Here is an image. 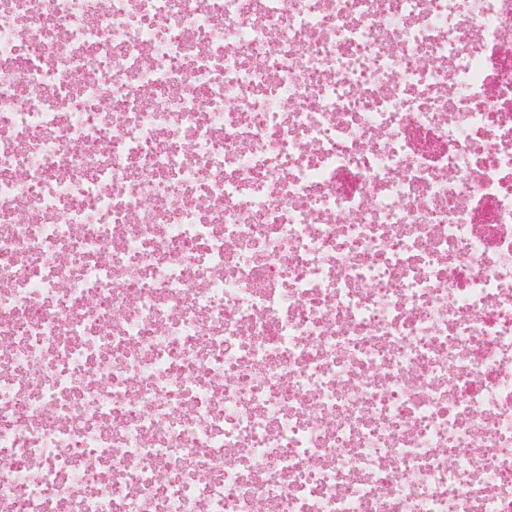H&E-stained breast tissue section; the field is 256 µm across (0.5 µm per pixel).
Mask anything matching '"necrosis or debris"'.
I'll return each mask as SVG.
<instances>
[{
	"label": "necrosis or debris",
	"instance_id": "obj_1",
	"mask_svg": "<svg viewBox=\"0 0 512 512\" xmlns=\"http://www.w3.org/2000/svg\"><path fill=\"white\" fill-rule=\"evenodd\" d=\"M0 512H512V0H0Z\"/></svg>",
	"mask_w": 512,
	"mask_h": 512
}]
</instances>
